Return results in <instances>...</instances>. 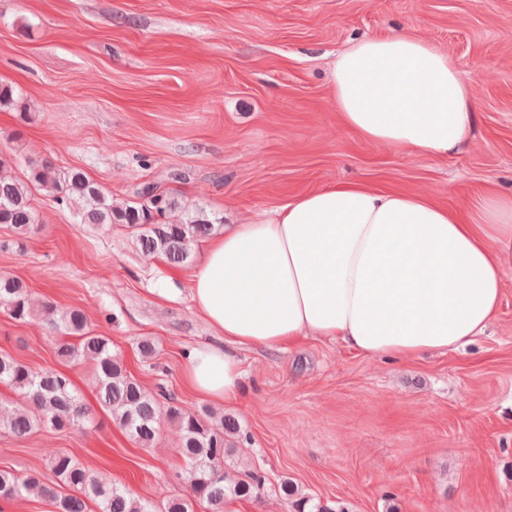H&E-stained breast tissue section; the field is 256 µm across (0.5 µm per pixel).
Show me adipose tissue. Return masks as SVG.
<instances>
[{"instance_id": "obj_1", "label": "adipose tissue", "mask_w": 512, "mask_h": 512, "mask_svg": "<svg viewBox=\"0 0 512 512\" xmlns=\"http://www.w3.org/2000/svg\"><path fill=\"white\" fill-rule=\"evenodd\" d=\"M328 84L346 128L423 156L454 153L474 123L457 65L410 34L351 43ZM511 267L512 194H486L461 217L356 182L306 193L210 242L189 296L224 343L190 353L186 378L228 404L239 396L245 347L312 335L366 357L458 349L496 314Z\"/></svg>"}]
</instances>
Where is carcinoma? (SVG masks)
I'll list each match as a JSON object with an SVG mask.
<instances>
[{
  "mask_svg": "<svg viewBox=\"0 0 512 512\" xmlns=\"http://www.w3.org/2000/svg\"><path fill=\"white\" fill-rule=\"evenodd\" d=\"M42 190L59 205H80L77 216L82 224H119L135 237L140 249L164 255L172 263L186 261L194 245L216 230V224L200 211H190L177 196L146 183L134 191L136 200L115 205L80 169L61 171L44 162L29 170L26 178L0 175V224L10 225L17 235L31 233L37 223L33 191ZM181 209L185 219L162 223L158 218ZM0 307L15 320L41 314L52 328L79 337V343L60 342L55 347L59 363L68 364L81 357L94 361L97 398L128 437L143 448L155 441L163 419L179 424L178 452L186 468L187 494L173 498L162 509L134 493L112 483V475L94 473L68 454H59L50 462L55 486L40 484L35 475L21 479L8 469H0V506L22 496L31 488H40L51 498L55 512H196L199 505L207 512H224V503L233 498L255 497L263 487L262 477L249 473L246 478L225 483L224 460L231 438L240 435L238 419L231 415L214 417L206 407L189 412L176 398L163 390L155 396L127 373L119 357L112 355L111 340L88 328L79 309L55 314L53 305H35L28 290L17 278L0 276ZM0 384L18 392L24 403L0 404V429L22 437L38 428L57 431L75 429L89 422L92 410L82 400L70 377L57 370L35 372L19 360L0 355ZM66 492H60V489ZM285 499L295 512H348L325 506L308 496L296 497L294 487L280 484Z\"/></svg>",
  "mask_w": 512,
  "mask_h": 512,
  "instance_id": "carcinoma-1",
  "label": "carcinoma"
}]
</instances>
